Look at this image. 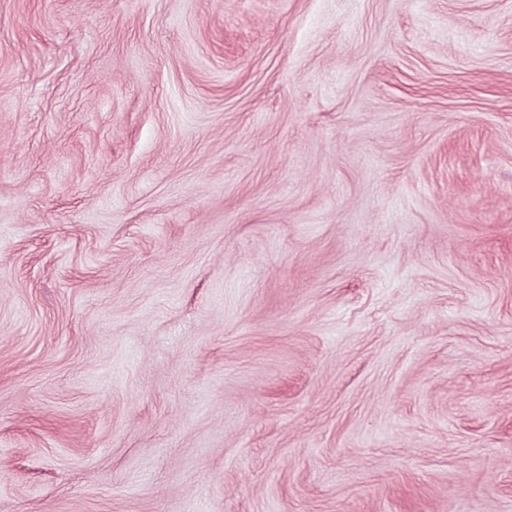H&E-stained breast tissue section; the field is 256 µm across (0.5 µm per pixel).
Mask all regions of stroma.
Here are the masks:
<instances>
[{
    "mask_svg": "<svg viewBox=\"0 0 512 512\" xmlns=\"http://www.w3.org/2000/svg\"><path fill=\"white\" fill-rule=\"evenodd\" d=\"M0 512H512V0H0Z\"/></svg>",
    "mask_w": 512,
    "mask_h": 512,
    "instance_id": "1",
    "label": "stroma"
}]
</instances>
